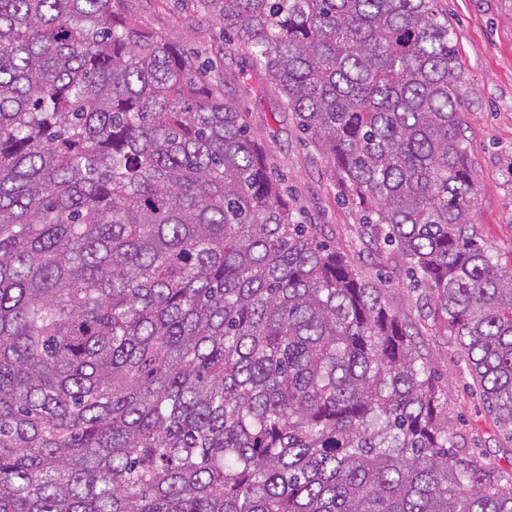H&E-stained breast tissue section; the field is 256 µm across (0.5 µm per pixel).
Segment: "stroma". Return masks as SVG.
<instances>
[{"label":"stroma","mask_w":512,"mask_h":512,"mask_svg":"<svg viewBox=\"0 0 512 512\" xmlns=\"http://www.w3.org/2000/svg\"><path fill=\"white\" fill-rule=\"evenodd\" d=\"M456 32L462 71L461 112L467 146L477 171L472 222L495 249L512 250V0H441ZM126 9L169 41L183 45L224 77V99L246 112L251 130L275 171L291 189L290 200L320 238L344 253L367 280L386 279L391 306L421 324L418 290L399 263L376 256L357 234L359 213L339 198L324 159L304 145L291 112L263 70L224 51L221 25L196 0H125ZM420 351L457 415L458 444L483 448L488 462L512 469V442L472 395L459 357L446 338L421 332Z\"/></svg>","instance_id":"35a3bbf8"}]
</instances>
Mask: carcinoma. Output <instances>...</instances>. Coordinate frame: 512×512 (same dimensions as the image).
I'll return each instance as SVG.
<instances>
[{
  "label": "carcinoma",
  "instance_id": "cac0c4a2",
  "mask_svg": "<svg viewBox=\"0 0 512 512\" xmlns=\"http://www.w3.org/2000/svg\"><path fill=\"white\" fill-rule=\"evenodd\" d=\"M424 289L512 440V264L440 0H198ZM220 76L124 0H0V512H512L417 333Z\"/></svg>",
  "mask_w": 512,
  "mask_h": 512
}]
</instances>
